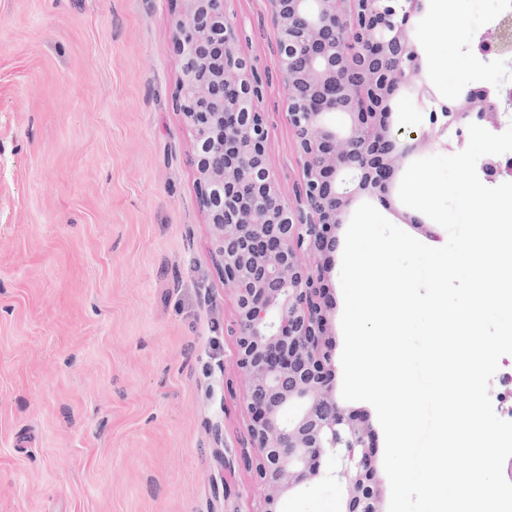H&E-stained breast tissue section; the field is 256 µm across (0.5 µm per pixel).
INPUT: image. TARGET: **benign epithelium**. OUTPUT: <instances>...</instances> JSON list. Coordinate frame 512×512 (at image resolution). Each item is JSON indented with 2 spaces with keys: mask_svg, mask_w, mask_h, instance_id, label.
<instances>
[{
  "mask_svg": "<svg viewBox=\"0 0 512 512\" xmlns=\"http://www.w3.org/2000/svg\"><path fill=\"white\" fill-rule=\"evenodd\" d=\"M311 1L317 24L301 30L297 20ZM179 2L178 87L195 136L212 251L224 285L237 294V366L247 384L251 445L240 459L256 475L257 512H281L286 495L321 478L336 481L340 512H379L371 431L334 393L324 298L330 269L322 258L336 250V229L354 199L392 183L404 159L430 142L422 136L400 147L391 124L364 123L340 79L358 53L379 62L369 84L388 94L384 64L408 50L406 28L375 0H270L302 158L303 181L290 207L266 158L267 129L255 107L261 79L238 50L224 0ZM338 112L350 117L342 135L326 123ZM483 112L466 95L448 113V126Z\"/></svg>",
  "mask_w": 512,
  "mask_h": 512,
  "instance_id": "benign-epithelium-1",
  "label": "benign epithelium"
}]
</instances>
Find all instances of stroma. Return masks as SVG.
Instances as JSON below:
<instances>
[{"instance_id":"35a3bbf8","label":"stroma","mask_w":512,"mask_h":512,"mask_svg":"<svg viewBox=\"0 0 512 512\" xmlns=\"http://www.w3.org/2000/svg\"><path fill=\"white\" fill-rule=\"evenodd\" d=\"M499 0H461L446 55L432 12L407 28L444 99L487 74ZM267 80L256 103L284 203L302 161L270 0H224ZM177 0H0V512H254L240 462L246 385L236 297L198 199L177 109ZM341 252L327 349H343ZM333 483L282 512H336Z\"/></svg>"}]
</instances>
